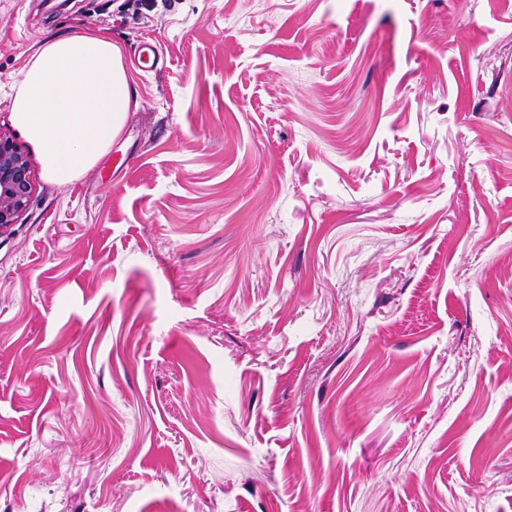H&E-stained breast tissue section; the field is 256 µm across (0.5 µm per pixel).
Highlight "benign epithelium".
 <instances>
[{
  "instance_id": "benign-epithelium-1",
  "label": "benign epithelium",
  "mask_w": 512,
  "mask_h": 512,
  "mask_svg": "<svg viewBox=\"0 0 512 512\" xmlns=\"http://www.w3.org/2000/svg\"><path fill=\"white\" fill-rule=\"evenodd\" d=\"M33 191L28 154L10 129L0 125V230L17 223Z\"/></svg>"
}]
</instances>
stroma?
<instances>
[{
	"instance_id": "obj_1",
	"label": "stroma",
	"mask_w": 512,
	"mask_h": 512,
	"mask_svg": "<svg viewBox=\"0 0 512 512\" xmlns=\"http://www.w3.org/2000/svg\"><path fill=\"white\" fill-rule=\"evenodd\" d=\"M95 29L109 181L14 132L0 512H512V0H0L1 125ZM33 191L28 154L10 129L0 125V230L17 223Z\"/></svg>"
}]
</instances>
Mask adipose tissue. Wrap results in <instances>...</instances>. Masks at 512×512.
<instances>
[{"label": "adipose tissue", "instance_id": "1", "mask_svg": "<svg viewBox=\"0 0 512 512\" xmlns=\"http://www.w3.org/2000/svg\"><path fill=\"white\" fill-rule=\"evenodd\" d=\"M129 105L120 47L106 35L81 33L45 42L26 62L12 115L37 146L49 180L66 186L109 150Z\"/></svg>", "mask_w": 512, "mask_h": 512}]
</instances>
